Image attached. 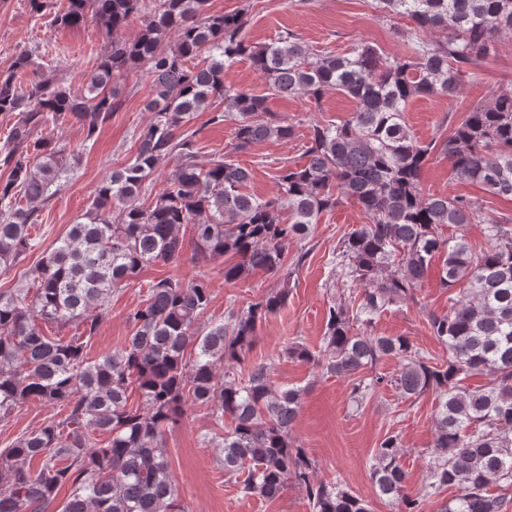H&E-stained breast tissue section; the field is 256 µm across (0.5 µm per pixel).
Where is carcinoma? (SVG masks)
I'll use <instances>...</instances> for the list:
<instances>
[{"label":"carcinoma","instance_id":"1","mask_svg":"<svg viewBox=\"0 0 512 512\" xmlns=\"http://www.w3.org/2000/svg\"><path fill=\"white\" fill-rule=\"evenodd\" d=\"M60 2L58 27L96 19L100 58L76 90L54 68L20 82L34 64L27 50L0 73V112L16 117L0 145L7 172L0 178V266L25 258L40 212L78 165L80 147L39 137L43 126L74 121L83 142L94 140L123 105L117 79L137 68L152 78L154 96L144 109L153 116L135 132L133 160L97 186L89 208L28 271V285L0 292V419L30 400L69 407L63 419L0 451V512H51L64 485L70 494L61 512H186L170 479L164 436L190 401L218 421L231 419L223 435L206 442L222 449L224 473L244 476V493L272 502L292 485L311 512H372L370 502L336 479L316 478L315 461L294 444L304 389L278 384L269 364L237 372L258 323L286 303L288 285L225 322L206 323L209 280L166 277L129 314L132 332L120 349L92 361L82 341L106 319L114 288L150 264L180 260L182 225L192 226L195 262L232 259L224 266V283L231 284L257 270L279 271L286 242L310 236L321 214L343 201L368 219L336 252L356 296L329 307L318 351L296 343L286 355L352 379L356 403L382 387L404 399L435 395L425 494L406 488L397 437L375 450V493L394 512H424L425 499L448 486L458 494L441 512H512V499L490 490L512 485V216L484 217L474 200L421 189L435 155L460 180L512 200V83L474 106L446 138L423 143L405 121L412 98L457 97L470 67L500 42H512V0H376L383 18L446 34L418 41L402 56L367 43L316 54L289 32L254 44L244 35L245 10L212 13L208 0ZM133 20L139 35L120 37ZM242 59L266 80L263 93L224 82L225 70ZM330 90L354 100L352 116L312 126L306 162L280 167L273 196L246 192L251 174L227 154L198 162L189 124L213 100L224 109L210 122L234 121L233 150L242 151L292 138L293 126L271 117L272 99L304 94L317 101ZM169 158L176 165L164 188L145 199ZM478 219L488 241L479 252L465 235L440 231ZM438 259L448 311H430L427 321L448 348L444 364L420 355L406 336L373 333L386 311L419 303L418 288ZM71 325L83 330L63 338ZM46 327L55 334L46 335ZM387 358L399 361L397 374L360 377ZM479 374L490 381L469 385ZM132 386L137 407L130 404Z\"/></svg>","mask_w":512,"mask_h":512}]
</instances>
